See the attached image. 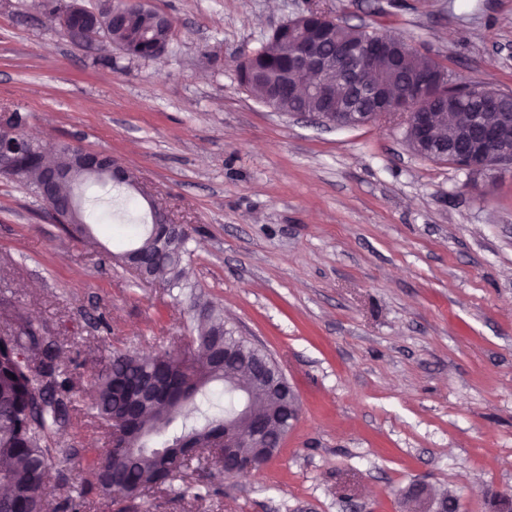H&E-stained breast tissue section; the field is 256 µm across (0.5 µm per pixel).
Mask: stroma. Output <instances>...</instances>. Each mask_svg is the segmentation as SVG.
Masks as SVG:
<instances>
[{
	"label": "stroma",
	"instance_id": "1",
	"mask_svg": "<svg viewBox=\"0 0 512 512\" xmlns=\"http://www.w3.org/2000/svg\"><path fill=\"white\" fill-rule=\"evenodd\" d=\"M43 0H0V110L48 143L119 160L137 223L196 228L190 275L297 390L300 416L251 477L210 496L153 492L132 512H402L412 482L489 512L512 490V171L417 155L402 121L328 127L260 103L237 59L307 4L413 39L455 80L512 92V0H144L171 17L166 54L74 44ZM112 56L116 67L102 62ZM94 238L69 239L33 188L0 175V336H56L78 388L112 353L187 349L191 323L116 265L99 183ZM53 498L87 477L98 421L80 415Z\"/></svg>",
	"mask_w": 512,
	"mask_h": 512
}]
</instances>
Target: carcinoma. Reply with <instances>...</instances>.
Here are the masks:
<instances>
[{
  "instance_id": "cac0c4a2",
  "label": "carcinoma",
  "mask_w": 512,
  "mask_h": 512,
  "mask_svg": "<svg viewBox=\"0 0 512 512\" xmlns=\"http://www.w3.org/2000/svg\"><path fill=\"white\" fill-rule=\"evenodd\" d=\"M111 7L126 13L120 24L102 19L99 30L125 55L153 59L154 45L170 38L174 21L153 11L141 0H111ZM328 28L338 41L380 38L383 32L333 25L319 8L311 10L302 25L284 27L236 62L241 84L261 98L288 71V41L303 32ZM440 64L421 54L413 42L401 38L388 59L378 63V74L392 84L410 78L428 64ZM312 98L288 97L279 103L282 112H314ZM17 129L14 147L30 149L25 141L26 117L13 114ZM192 233L162 253L148 239L135 243L143 256V275L159 279L170 296L185 305L192 323L188 354L147 359L135 352H117L94 379L95 398L89 413L105 426L106 448L98 454L89 479L77 495L65 498L59 508L81 512L97 491L108 505L131 502L148 491L173 489L184 481L195 450L214 449L224 436V416L209 415L205 390L224 383V372L211 373L208 365L224 352V337L249 351L246 370L274 368L264 351L224 325L221 308L190 283L186 262L192 254ZM36 331L28 326L15 336H0V512H43L38 491L48 480L51 461L65 453L58 438L74 424L76 393L63 368L61 344L46 337L42 349L31 343ZM246 370L239 376L246 380ZM137 494H117L112 483Z\"/></svg>"
}]
</instances>
